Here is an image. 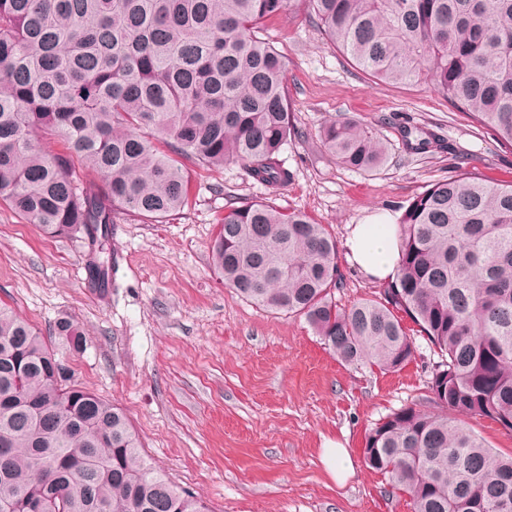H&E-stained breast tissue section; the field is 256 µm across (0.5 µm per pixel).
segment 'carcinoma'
Listing matches in <instances>:
<instances>
[{
    "mask_svg": "<svg viewBox=\"0 0 512 512\" xmlns=\"http://www.w3.org/2000/svg\"><path fill=\"white\" fill-rule=\"evenodd\" d=\"M292 0H0V202L45 234L80 238L112 286L117 213L164 219L189 204L185 161L237 163L275 195L291 173L283 56L257 36ZM310 21L370 77L426 84L512 149V0H303ZM322 142L345 168L383 165L353 116ZM401 257L378 299L336 303V241L301 211L224 208L215 273L263 310L302 317L349 365L397 371L439 351L428 410L365 437V465L411 512H512V456L466 425L512 432V184L453 177L401 206ZM53 334L87 346L69 317ZM10 512H210L147 463L123 410L77 384L52 344L0 306V504Z\"/></svg>",
    "mask_w": 512,
    "mask_h": 512,
    "instance_id": "carcinoma-1",
    "label": "carcinoma"
}]
</instances>
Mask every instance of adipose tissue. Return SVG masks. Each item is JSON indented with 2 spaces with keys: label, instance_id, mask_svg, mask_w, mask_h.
I'll return each instance as SVG.
<instances>
[{
  "label": "adipose tissue",
  "instance_id": "obj_1",
  "mask_svg": "<svg viewBox=\"0 0 512 512\" xmlns=\"http://www.w3.org/2000/svg\"><path fill=\"white\" fill-rule=\"evenodd\" d=\"M345 247L348 262L366 277L380 282L395 277L400 255L396 225H353Z\"/></svg>",
  "mask_w": 512,
  "mask_h": 512
}]
</instances>
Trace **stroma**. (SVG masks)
Listing matches in <instances>:
<instances>
[{"mask_svg":"<svg viewBox=\"0 0 512 512\" xmlns=\"http://www.w3.org/2000/svg\"><path fill=\"white\" fill-rule=\"evenodd\" d=\"M283 56L294 132L281 158L291 173L276 205L324 224L344 247L350 225L391 224L397 206L454 175L512 182V150L427 85L372 80L309 21L301 0L268 21ZM353 115L388 143L384 164L346 169L324 148L323 127ZM433 137L410 151L403 128ZM189 207L157 222L117 215L112 286L89 287L82 242L50 238L0 204V302L41 331L63 316L86 331L68 357L76 382L120 405L152 464L211 512H410L406 497L363 461L366 433L424 401L439 357L425 337L396 372L337 360L299 317L258 308L211 265L217 221L230 204L265 200L234 163L190 167ZM338 304L378 298L381 283L340 259ZM355 467L336 484L321 462L326 441Z\"/></svg>","mask_w":512,"mask_h":512,"instance_id":"stroma-1","label":"stroma"}]
</instances>
